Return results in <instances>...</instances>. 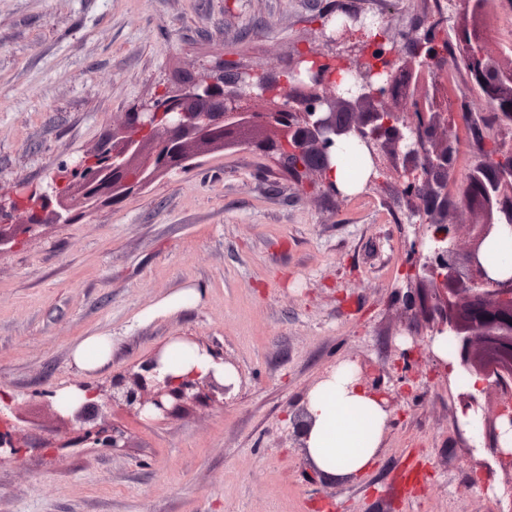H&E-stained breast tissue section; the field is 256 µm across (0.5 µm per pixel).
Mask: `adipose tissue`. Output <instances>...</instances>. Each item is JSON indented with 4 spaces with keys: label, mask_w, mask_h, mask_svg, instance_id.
Listing matches in <instances>:
<instances>
[{
    "label": "adipose tissue",
    "mask_w": 512,
    "mask_h": 512,
    "mask_svg": "<svg viewBox=\"0 0 512 512\" xmlns=\"http://www.w3.org/2000/svg\"><path fill=\"white\" fill-rule=\"evenodd\" d=\"M111 334L82 338L71 350L73 363L86 372L98 370L112 358ZM312 425L306 433L310 463L326 479L354 477L368 471L382 451L388 412L356 376L353 366L338 365L329 378L306 396Z\"/></svg>",
    "instance_id": "ef3b65f1"
}]
</instances>
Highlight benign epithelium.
Listing matches in <instances>:
<instances>
[{
  "label": "benign epithelium",
  "instance_id": "7a95c632",
  "mask_svg": "<svg viewBox=\"0 0 512 512\" xmlns=\"http://www.w3.org/2000/svg\"><path fill=\"white\" fill-rule=\"evenodd\" d=\"M488 2L456 0L458 14L472 23L452 25L443 0H431L419 23L407 30L387 23L376 34L363 11L342 10L339 25L330 11L322 16L316 47L296 52L278 74L218 68L175 93L147 99L127 113L125 135L62 161L40 194L21 186L10 205L0 204V246L47 223L50 214L61 221L77 208L89 212L103 194L117 202L159 174L185 168L194 145L261 133L271 135L269 149L289 177L300 184L315 177L328 197L343 199L337 150L357 147L371 163L363 191L380 185L379 174L393 172L394 201L430 232L414 240L408 274L425 287L410 286L403 295L404 309L427 314V321L410 331L413 345L394 362L401 389H412L409 372L424 353L448 373L432 346L436 337L452 336L457 367L474 381V391L460 396L462 414L476 419L479 439L506 471L499 512H512V272L485 261L486 244L512 232V61L487 46L477 25ZM449 28L457 54L441 49ZM461 62L497 116L487 148L472 156L458 187L459 204L478 218L462 249L448 222L455 210L448 187L463 148L452 130L473 133L478 117L449 111L439 88ZM162 358L159 349L139 371L112 376L106 390L78 386L84 399L56 407V415L82 424V440L97 448H126L127 438L104 409L117 404L136 416L165 419L206 387L223 396L234 388L212 371L165 373ZM25 448L51 445L25 441L0 419V464L18 460Z\"/></svg>",
  "mask_w": 512,
  "mask_h": 512
}]
</instances>
